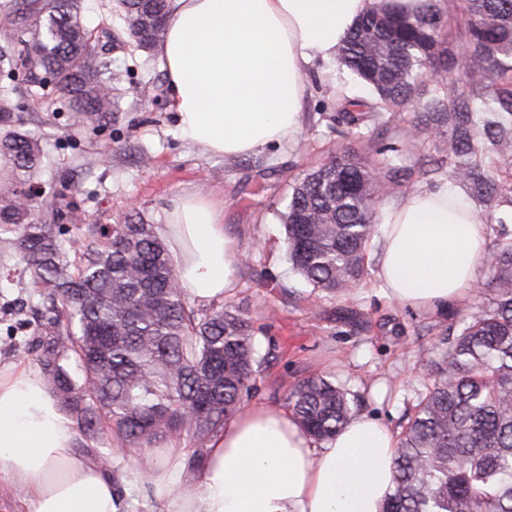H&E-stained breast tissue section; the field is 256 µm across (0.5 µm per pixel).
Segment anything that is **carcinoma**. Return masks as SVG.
Wrapping results in <instances>:
<instances>
[{"label":"carcinoma","instance_id":"carcinoma-1","mask_svg":"<svg viewBox=\"0 0 512 512\" xmlns=\"http://www.w3.org/2000/svg\"><path fill=\"white\" fill-rule=\"evenodd\" d=\"M129 37L152 49L163 41L169 0H119ZM472 51L465 66L448 55L438 0L415 13L385 0L363 16L336 51L338 69L363 83L367 99L337 88L336 132L365 144L343 151L298 180L284 209L292 272L317 294L348 293L365 275L377 233V202L407 179L401 158L416 147L419 122L373 148L388 113L413 104L423 79L434 150L453 179L486 208L507 193L499 161L512 157V0H460ZM82 0H4L0 72L30 74L28 96L54 86L75 118L112 112L122 74L82 24ZM462 72L448 79V71ZM23 97L0 85V154L14 178L0 186V269L21 265L39 289L54 329L37 338V361L60 406L87 437L128 447L188 436L192 481L208 444L255 393L262 365L248 308L197 310L180 288L152 224H90L91 245L34 213L24 194L41 167L40 146L15 127ZM495 270L486 307L457 321L448 356L397 435L393 490L382 512H512V246L490 254ZM286 404L314 439L336 436L355 411L345 386L302 380Z\"/></svg>","mask_w":512,"mask_h":512}]
</instances>
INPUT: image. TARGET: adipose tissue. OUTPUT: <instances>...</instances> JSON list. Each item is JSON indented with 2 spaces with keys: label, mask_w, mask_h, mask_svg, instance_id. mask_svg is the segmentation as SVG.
I'll list each match as a JSON object with an SVG mask.
<instances>
[{
  "label": "adipose tissue",
  "mask_w": 512,
  "mask_h": 512,
  "mask_svg": "<svg viewBox=\"0 0 512 512\" xmlns=\"http://www.w3.org/2000/svg\"><path fill=\"white\" fill-rule=\"evenodd\" d=\"M377 0H173L161 55L182 138L227 158L293 138L308 73ZM489 228L459 191L414 190L385 211L374 277L394 302L441 315L474 292ZM169 247L196 303L236 286L242 255L212 199L187 194L171 212ZM76 430L43 375L0 366V482L25 512H121L111 470L74 448ZM396 437L358 415L316 442L287 411L249 402L208 446L195 483L188 452L141 453L136 469L162 512H381L393 488Z\"/></svg>",
  "instance_id": "obj_1"
}]
</instances>
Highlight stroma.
<instances>
[{"label":"stroma","instance_id":"stroma-1","mask_svg":"<svg viewBox=\"0 0 512 512\" xmlns=\"http://www.w3.org/2000/svg\"><path fill=\"white\" fill-rule=\"evenodd\" d=\"M113 67L126 78L112 91L115 109L109 123L87 116L73 121L52 88L20 114V124L36 136L43 166L34 200L40 216L53 220L64 211L72 224H124L144 221L166 235L170 212L180 197L198 192L224 206V229L244 256L229 302L246 306L265 361L256 376L257 400L284 404L291 389L312 376L346 383L355 411L379 418L390 429L410 414L432 379L423 370L424 356L439 358L446 335L434 330L480 310L495 276L484 269L470 300L440 319L396 304L376 286L373 274L350 295L324 297L318 315L307 312L308 288L289 270L286 243L276 212L283 209L303 173L346 148H358L354 136L336 133L333 63L317 64L310 75L297 139L227 159L185 141L177 128L159 49L145 50L132 39L111 52ZM406 156L407 190L449 182V172L427 178L435 156L431 139L421 135ZM28 278L14 280L0 296V365L36 366L30 342L39 331L30 325L11 336L14 299L34 296ZM376 313L404 328L362 330L341 318L343 310Z\"/></svg>","mask_w":512,"mask_h":512}]
</instances>
